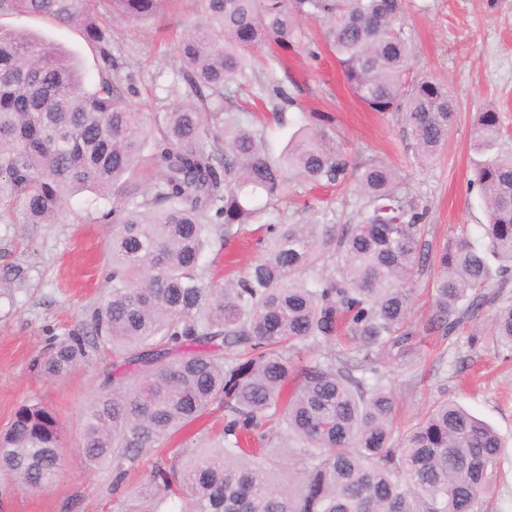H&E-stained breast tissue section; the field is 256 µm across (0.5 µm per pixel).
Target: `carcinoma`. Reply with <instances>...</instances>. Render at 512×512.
<instances>
[{"mask_svg": "<svg viewBox=\"0 0 512 512\" xmlns=\"http://www.w3.org/2000/svg\"><path fill=\"white\" fill-rule=\"evenodd\" d=\"M166 0H0V14L28 13L78 27L109 56L112 29L99 7L143 21ZM199 20L177 44L184 100L135 111L116 83L87 85L75 57L28 32L0 28V205L51 224L77 191L112 202V293L90 331L49 339L34 358L61 379L99 346L112 348L108 390L86 413L78 454L113 464L122 482L143 453L224 403V436L181 463L157 464L153 512L170 498L187 512H499L502 442L485 421L441 401L408 428L397 422L392 368L413 375L427 335L445 345L473 328V350L512 359V149L502 116L475 115L477 186L488 223L481 243L424 242L425 212L402 197L382 164L359 166L329 129H301L275 157L259 130L224 111V88L251 65L249 51L291 47L299 22L329 25V46L355 97L373 112H406L413 157L433 161L454 103L430 77L404 93L413 51L402 0H198ZM352 183L355 224L264 223L263 255L230 288L206 283L211 237L256 222L293 179ZM499 259L492 268L488 255ZM434 273L431 304L413 318L415 267ZM327 345L323 359L292 357ZM284 430L288 475L268 470L253 444ZM56 415L27 400L0 429V476L32 490L62 466Z\"/></svg>", "mask_w": 512, "mask_h": 512, "instance_id": "obj_1", "label": "carcinoma"}]
</instances>
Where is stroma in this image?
<instances>
[{
  "mask_svg": "<svg viewBox=\"0 0 512 512\" xmlns=\"http://www.w3.org/2000/svg\"><path fill=\"white\" fill-rule=\"evenodd\" d=\"M196 9L195 0H176L149 21L109 18L107 60L76 27L15 14L0 16V26L33 32L74 53L90 82L111 72L134 109L160 112L181 98L175 46ZM402 23L413 45L406 84L437 77L447 82L456 105L448 138L428 168H420L412 156L404 113L369 111L354 96L326 42V27L316 20L302 21L293 49L272 43L254 49L252 69L228 85L224 106L263 130L276 153L310 123L312 113L329 117L337 143L354 163L377 162L392 170L408 199L425 210V240L436 245L452 230L478 234L486 221L479 190L470 184L477 159L471 129L481 106L497 107L503 137L512 143V0H404ZM111 59L117 69H108ZM276 81L290 101L273 93ZM358 206L342 188L298 180L275 201L268 220L346 224L356 220ZM108 208L88 191L72 196L55 224H29L20 210L0 208V428L19 404L35 398L56 413L64 434L63 464L54 484L32 492L0 480V512H149L143 493L156 462L171 464L183 449L208 447L223 426L224 406L213 403L197 425L144 453L118 485L111 468L88 470L79 464L84 415L104 386L112 353L92 352L60 380L39 376L32 358L50 336L88 331L92 311L109 295ZM256 238L249 230L227 242L213 237L201 260L206 278L227 283L240 276L260 256ZM391 384L403 420L450 399L495 427L503 445L499 510L512 512V372L502 369L494 351L471 352L461 338L447 352H430L415 378L392 373Z\"/></svg>",
  "mask_w": 512,
  "mask_h": 512,
  "instance_id": "stroma-1",
  "label": "stroma"
}]
</instances>
